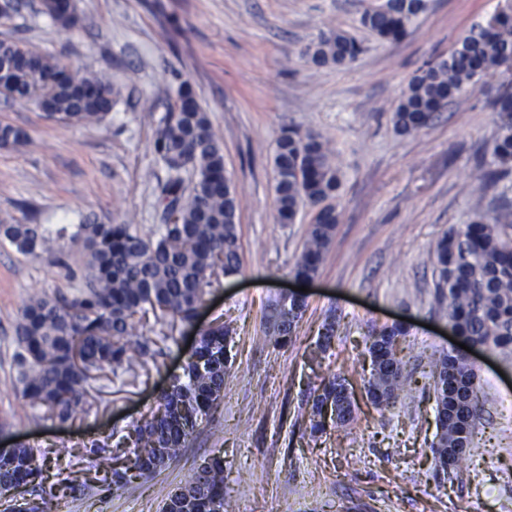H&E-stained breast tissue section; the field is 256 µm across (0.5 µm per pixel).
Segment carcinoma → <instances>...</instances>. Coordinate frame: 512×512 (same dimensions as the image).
I'll use <instances>...</instances> for the list:
<instances>
[{
  "instance_id": "1",
  "label": "carcinoma",
  "mask_w": 512,
  "mask_h": 512,
  "mask_svg": "<svg viewBox=\"0 0 512 512\" xmlns=\"http://www.w3.org/2000/svg\"><path fill=\"white\" fill-rule=\"evenodd\" d=\"M427 10V0H384L361 14V25L384 39L402 37ZM40 13L64 29L80 24L75 0H41ZM361 52L360 44L341 31L322 32L301 55L321 67L344 65ZM512 57V0H497L492 11L473 24L446 58L427 62L411 78L392 112L400 134L427 126L445 100L483 89ZM0 97L43 104L53 118L73 123H100L120 101V91L105 72L74 75L55 57L27 45L0 41ZM175 107L159 120L153 149L166 176L158 180V236H143L130 224H112L90 216L76 230L63 226L50 236L36 224L0 222V236L33 258H54L67 239L81 246L82 286L52 295L34 292L24 300L15 333L17 389L44 416L66 422L78 408H89L93 382L100 373H129L151 351L144 333L148 311L192 325L198 307L219 275L241 268L237 231L239 198L224 170V151L210 114L200 108L188 84L175 90ZM500 121L492 151L494 168L468 185L483 196L486 179L512 169V91L493 101ZM0 143L31 144L28 134L0 125ZM277 217L292 224L303 206L315 213L304 249L294 265L299 279L314 277L329 250L339 223L337 198L340 168L328 141L314 132L288 129L274 149ZM512 212L475 218L448 230L435 246L437 288L448 302V324L464 343L503 354L512 353ZM305 304L289 298L276 305L274 346L290 342ZM403 325L387 326L369 336L370 376L366 398L377 408L392 405L402 390V361L396 342L406 336ZM232 329L222 321L201 331L181 374L160 395L157 408L126 436L125 463L112 471L114 483L134 487L135 480L168 468L189 446L203 419L224 398L231 356ZM436 412L440 425L432 445L435 464L448 473L468 460L478 416V376L459 353H446L436 364ZM347 379L334 374L314 389L309 435L325 432L327 421L348 425L354 420ZM60 454L33 445L0 453V497L4 512H53V504L17 498L13 492L34 483L42 467ZM160 512H235L224 492V458L202 460L192 480L167 491Z\"/></svg>"
}]
</instances>
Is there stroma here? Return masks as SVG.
<instances>
[{"mask_svg": "<svg viewBox=\"0 0 512 512\" xmlns=\"http://www.w3.org/2000/svg\"><path fill=\"white\" fill-rule=\"evenodd\" d=\"M368 0H77L82 21L65 32L39 12L40 0H0V39L51 54L78 73L104 71L122 100L100 124H64L35 105L0 99V123L25 129L32 147L0 146V219L50 231L91 214L156 232L158 178L165 169L153 130L188 82L210 113L224 167L240 196L239 274L210 288L195 328L223 320L233 330L224 398L192 446L136 491L105 479L107 453L93 436L125 435L156 405L168 372L181 370L191 331L159 343L136 376L102 378L97 407L62 423L31 408L13 385L15 324L27 295L82 284L80 249L60 262L24 256L0 239V448L16 441L62 450L58 468L29 498L58 497V512H159L163 491L184 484L207 457L224 458L225 489L238 512H512V355L477 353L482 411L466 467L446 474L434 462V364L452 347L436 293L433 248L451 225L478 210L467 178L490 166L496 114L491 106L512 74H495L483 92L462 94L429 126L397 134L391 116L426 61L448 55L495 0H430L406 34L381 39L360 24ZM340 29L362 53L342 66L301 56L320 31ZM327 139L343 173L341 221L315 278L308 282L296 339L266 340L274 304L294 282L312 217L277 220L275 142L288 128ZM336 338L317 349L327 317ZM410 322L399 342L404 395L386 410L370 406L363 381L375 329ZM194 328V329H195ZM344 370L357 418L306 442L296 421L322 379ZM100 480L71 492L77 470Z\"/></svg>", "mask_w": 512, "mask_h": 512, "instance_id": "35a3bbf8", "label": "stroma"}]
</instances>
